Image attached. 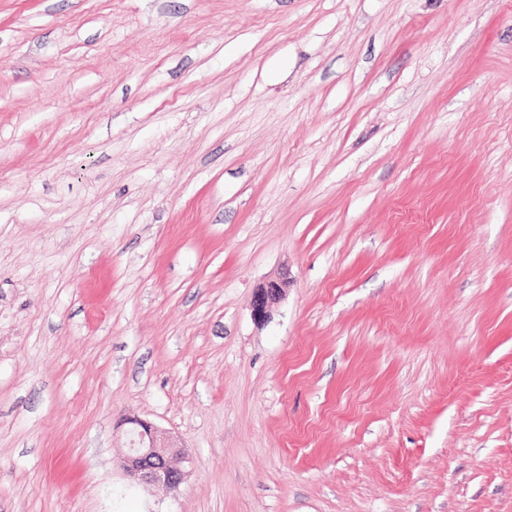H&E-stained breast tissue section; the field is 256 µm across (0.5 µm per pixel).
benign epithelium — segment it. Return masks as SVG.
I'll return each instance as SVG.
<instances>
[{
	"label": "benign epithelium",
	"mask_w": 512,
	"mask_h": 512,
	"mask_svg": "<svg viewBox=\"0 0 512 512\" xmlns=\"http://www.w3.org/2000/svg\"><path fill=\"white\" fill-rule=\"evenodd\" d=\"M285 282L271 280L256 289L252 303L255 320L264 322L271 317L273 306L282 298ZM123 423L130 425L129 454L122 462L126 477L134 483L162 486L176 491L187 477V471L172 464V458L188 461L185 447L170 432L136 416Z\"/></svg>",
	"instance_id": "benign-epithelium-1"
}]
</instances>
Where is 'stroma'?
Instances as JSON below:
<instances>
[{
    "label": "stroma",
    "instance_id": "35a3bbf8",
    "mask_svg": "<svg viewBox=\"0 0 512 512\" xmlns=\"http://www.w3.org/2000/svg\"><path fill=\"white\" fill-rule=\"evenodd\" d=\"M0 512H512V0H0ZM285 282L268 281L256 289L252 303V313L255 320L267 321L271 317L273 306L282 298ZM131 425L129 454L122 462L126 477L134 483L151 484L176 491L187 477V471L172 464L173 457L189 460L185 447L170 432L136 416L123 419Z\"/></svg>",
    "mask_w": 512,
    "mask_h": 512
}]
</instances>
